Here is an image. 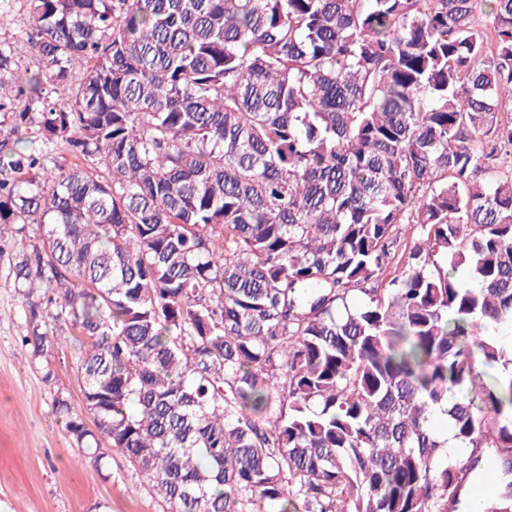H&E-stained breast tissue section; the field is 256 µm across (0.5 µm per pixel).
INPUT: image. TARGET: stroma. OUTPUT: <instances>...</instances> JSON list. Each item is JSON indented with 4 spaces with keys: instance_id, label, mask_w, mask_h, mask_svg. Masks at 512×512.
Returning <instances> with one entry per match:
<instances>
[{
    "instance_id": "stroma-1",
    "label": "stroma",
    "mask_w": 512,
    "mask_h": 512,
    "mask_svg": "<svg viewBox=\"0 0 512 512\" xmlns=\"http://www.w3.org/2000/svg\"><path fill=\"white\" fill-rule=\"evenodd\" d=\"M39 241L0 224V512H163L165 504L120 457L105 471L85 459L66 432L53 401L83 407V383L67 341L49 359L25 346L27 300L12 266Z\"/></svg>"
}]
</instances>
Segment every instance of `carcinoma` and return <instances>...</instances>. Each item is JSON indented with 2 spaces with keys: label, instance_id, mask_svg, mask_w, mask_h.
<instances>
[{
  "label": "carcinoma",
  "instance_id": "carcinoma-1",
  "mask_svg": "<svg viewBox=\"0 0 512 512\" xmlns=\"http://www.w3.org/2000/svg\"><path fill=\"white\" fill-rule=\"evenodd\" d=\"M26 8L0 224L42 240L16 286L59 288L33 356L81 335L75 447L165 512H466L475 481L512 512V343L479 334L512 331V0Z\"/></svg>",
  "mask_w": 512,
  "mask_h": 512
}]
</instances>
